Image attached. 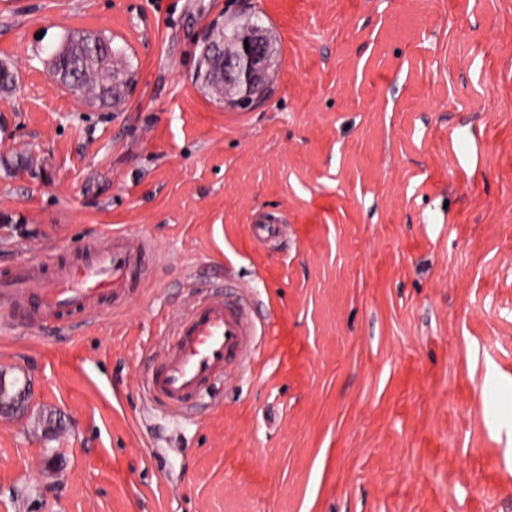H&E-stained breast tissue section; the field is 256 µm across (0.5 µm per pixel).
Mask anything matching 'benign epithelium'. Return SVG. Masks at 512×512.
I'll return each instance as SVG.
<instances>
[{
  "mask_svg": "<svg viewBox=\"0 0 512 512\" xmlns=\"http://www.w3.org/2000/svg\"><path fill=\"white\" fill-rule=\"evenodd\" d=\"M209 59L230 80L228 89L241 93L238 98L243 104L254 101L251 94L258 91L266 80L271 63L270 46L266 37L256 29L248 39V45H239L235 49L227 48L222 54H211ZM33 391L29 383L17 387L6 380V373H0V417L19 418V414L32 407Z\"/></svg>",
  "mask_w": 512,
  "mask_h": 512,
  "instance_id": "7a95c632",
  "label": "benign epithelium"
}]
</instances>
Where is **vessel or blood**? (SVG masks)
I'll return each mask as SVG.
<instances>
[{
  "mask_svg": "<svg viewBox=\"0 0 512 512\" xmlns=\"http://www.w3.org/2000/svg\"><path fill=\"white\" fill-rule=\"evenodd\" d=\"M151 243L115 232L99 239L86 257L23 262L0 276V314H26L39 324L72 331L104 303L125 304ZM267 327L258 323L246 289L212 291L174 324V341L156 358L147 389L176 415L194 410L200 396L231 372L250 371Z\"/></svg>",
  "mask_w": 512,
  "mask_h": 512,
  "instance_id": "obj_1",
  "label": "vessel or blood"
}]
</instances>
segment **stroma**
I'll return each instance as SVG.
<instances>
[{"mask_svg":"<svg viewBox=\"0 0 512 512\" xmlns=\"http://www.w3.org/2000/svg\"><path fill=\"white\" fill-rule=\"evenodd\" d=\"M258 16L268 92L195 80ZM111 36L134 79L91 107L49 51ZM0 272L122 231L141 285L74 335L19 317L0 370V512H512V0H0ZM284 225L260 247L253 223ZM255 290L261 374L195 413L143 385L199 288ZM6 372L0 373V417L11 419H22L29 415L32 407L33 391L29 383H23L17 387L6 380ZM27 413L20 417L18 414Z\"/></svg>","mask_w":512,"mask_h":512,"instance_id":"1","label":"stroma"}]
</instances>
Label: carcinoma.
Listing matches in <instances>:
<instances>
[{"instance_id": "obj_1", "label": "carcinoma", "mask_w": 512, "mask_h": 512, "mask_svg": "<svg viewBox=\"0 0 512 512\" xmlns=\"http://www.w3.org/2000/svg\"><path fill=\"white\" fill-rule=\"evenodd\" d=\"M255 28V24L231 31L212 27L214 43L239 44ZM66 52L51 62V75L64 87L90 106L110 107L123 95L129 84V68L125 49L113 45L112 39L99 33L68 34ZM17 79L15 67L0 65V91H12Z\"/></svg>"}]
</instances>
